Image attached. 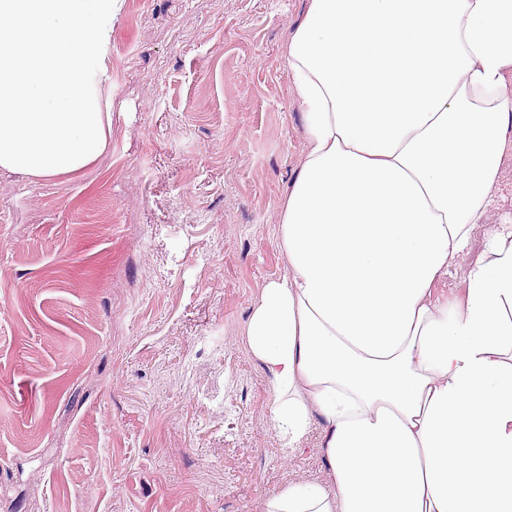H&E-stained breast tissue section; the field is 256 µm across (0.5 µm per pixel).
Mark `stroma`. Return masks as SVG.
<instances>
[{
  "mask_svg": "<svg viewBox=\"0 0 512 512\" xmlns=\"http://www.w3.org/2000/svg\"><path fill=\"white\" fill-rule=\"evenodd\" d=\"M310 0H125L111 145L75 181L0 171V512H260L287 453L248 317L288 271L304 152L285 46ZM498 208L441 285L462 299Z\"/></svg>",
  "mask_w": 512,
  "mask_h": 512,
  "instance_id": "obj_1",
  "label": "stroma"
}]
</instances>
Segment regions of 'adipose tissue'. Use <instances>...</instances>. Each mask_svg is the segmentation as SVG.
Returning <instances> with one entry per match:
<instances>
[{"instance_id": "ef3b65f1", "label": "adipose tissue", "mask_w": 512, "mask_h": 512, "mask_svg": "<svg viewBox=\"0 0 512 512\" xmlns=\"http://www.w3.org/2000/svg\"><path fill=\"white\" fill-rule=\"evenodd\" d=\"M124 0H0V169L75 179L112 138ZM305 151L280 208L287 275L246 325L297 449L329 484L263 512H512V225L462 300L438 283L496 206L512 0H310L288 41Z\"/></svg>"}]
</instances>
